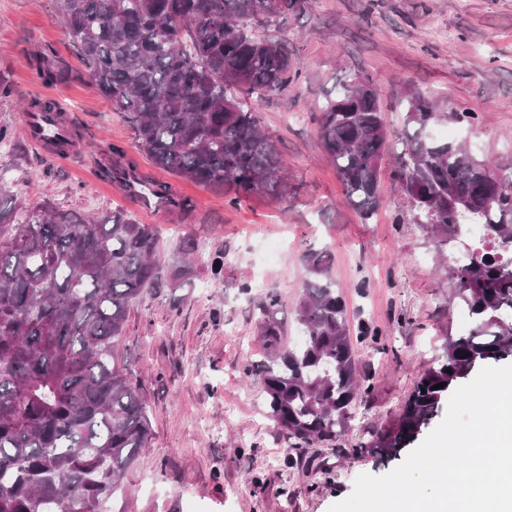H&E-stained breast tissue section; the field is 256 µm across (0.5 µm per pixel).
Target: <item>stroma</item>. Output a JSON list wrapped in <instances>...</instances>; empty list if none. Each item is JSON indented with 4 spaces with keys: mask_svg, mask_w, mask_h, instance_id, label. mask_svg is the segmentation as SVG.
<instances>
[{
    "mask_svg": "<svg viewBox=\"0 0 512 512\" xmlns=\"http://www.w3.org/2000/svg\"><path fill=\"white\" fill-rule=\"evenodd\" d=\"M260 34L300 62L287 88L252 101L279 140L288 188L233 205L137 149L124 115L89 77L55 0H0V127L12 133L0 143V185L29 210L48 200L82 215L134 213L160 234L163 274L183 242L197 246L190 280L149 289L129 308L122 360L148 406L151 440L103 512H329L359 475L393 470L354 447L399 413L447 335L472 327L467 312L448 303L443 268L456 243L440 244L412 222L391 173L412 130L404 106L426 92L444 111L474 116L431 135L463 145L512 183V0H306ZM47 48L74 80L38 79L35 60ZM362 76L378 90L388 131L380 202L367 222L344 203L318 135L327 100ZM35 100L55 101L76 128L67 154L27 138ZM115 146L140 175L169 183L187 212L144 206L100 179L97 162ZM311 249L331 254L351 334L368 331L356 350L369 382L341 437L297 444L270 418L257 367L302 339L297 307ZM218 256L224 268L215 275ZM269 324L278 339L265 336Z\"/></svg>",
    "mask_w": 512,
    "mask_h": 512,
    "instance_id": "35a3bbf8",
    "label": "stroma"
}]
</instances>
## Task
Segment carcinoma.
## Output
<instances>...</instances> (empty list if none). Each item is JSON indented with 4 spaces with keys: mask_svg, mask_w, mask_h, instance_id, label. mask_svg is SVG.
<instances>
[{
    "mask_svg": "<svg viewBox=\"0 0 512 512\" xmlns=\"http://www.w3.org/2000/svg\"><path fill=\"white\" fill-rule=\"evenodd\" d=\"M91 78L126 114L136 146L184 180L224 193L236 205L284 186L278 141L247 103L299 74L279 43L258 39L249 22L268 23L305 0H56ZM37 76L48 84L72 73L47 48ZM56 150L75 133L52 101ZM406 138L393 172L410 216L432 235L455 238L466 217L492 227L512 246V189L461 144L439 143L428 129L468 122L441 112L423 93L408 101ZM319 135L346 200L369 219L379 204L380 160L387 140L377 92L361 77L342 85L320 116ZM100 176L130 189L142 182L119 147ZM158 204L185 208L167 183ZM14 196L0 187V512H102L151 434L140 388L128 378L120 345L129 304L156 285L159 236L128 214L85 216L46 200L14 222ZM169 267L176 288L194 273L187 256ZM309 278L297 308L303 339L261 368L269 415L289 439L331 441L352 419L361 385L356 346L342 295L328 276L331 255L304 256ZM450 303L466 307L472 330L446 340L437 365L420 377L401 412L354 452L398 459L473 371L512 358V262L497 254L448 268ZM444 387L437 389L435 385Z\"/></svg>",
    "mask_w": 512,
    "mask_h": 512,
    "instance_id": "carcinoma-1",
    "label": "carcinoma"
}]
</instances>
